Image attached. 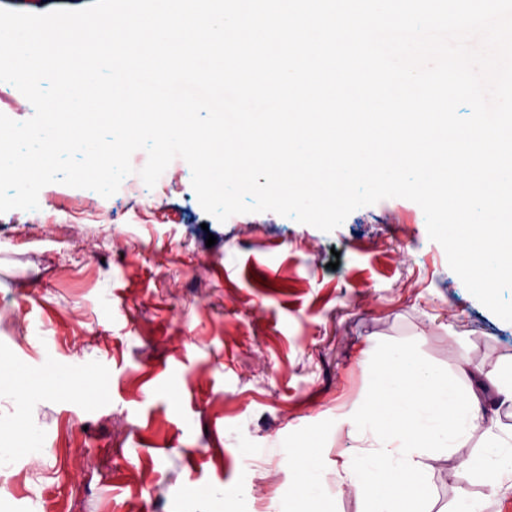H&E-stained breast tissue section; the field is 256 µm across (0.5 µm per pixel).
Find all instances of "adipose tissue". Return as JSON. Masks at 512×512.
Segmentation results:
<instances>
[{"mask_svg":"<svg viewBox=\"0 0 512 512\" xmlns=\"http://www.w3.org/2000/svg\"><path fill=\"white\" fill-rule=\"evenodd\" d=\"M468 377L466 359L440 368L414 339L397 344L390 363L376 369V391L361 411L336 420L353 441L335 469L336 484L353 488L358 512H426L433 491L431 460L477 431L482 439L462 463L467 482L512 491V428L498 421L500 411H512V365L498 373L492 407L469 396ZM291 455L302 465L300 492L319 493L326 465L318 441Z\"/></svg>","mask_w":512,"mask_h":512,"instance_id":"adipose-tissue-1","label":"adipose tissue"}]
</instances>
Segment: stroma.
I'll list each match as a JSON object with an SVG mask.
<instances>
[{
	"instance_id": "obj_1",
	"label": "stroma",
	"mask_w": 512,
	"mask_h": 512,
	"mask_svg": "<svg viewBox=\"0 0 512 512\" xmlns=\"http://www.w3.org/2000/svg\"><path fill=\"white\" fill-rule=\"evenodd\" d=\"M191 180L173 163L154 187L79 210L76 188L52 183L39 209L0 214V366L73 381L0 402V446L18 424L40 436L0 472V512H259L287 502L282 458L304 439L343 461L336 419L402 337L440 366L465 358L484 404L512 363V322L466 289L413 201L326 233L273 212L218 222ZM431 467V512L462 493L512 512V492L462 484L458 457ZM218 485L238 492L201 497Z\"/></svg>"
}]
</instances>
